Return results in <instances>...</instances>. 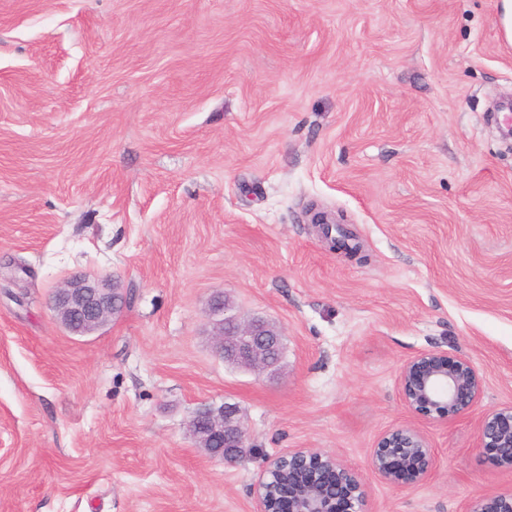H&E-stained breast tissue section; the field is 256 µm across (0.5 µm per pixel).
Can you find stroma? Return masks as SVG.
<instances>
[{
  "instance_id": "1",
  "label": "stroma",
  "mask_w": 512,
  "mask_h": 512,
  "mask_svg": "<svg viewBox=\"0 0 512 512\" xmlns=\"http://www.w3.org/2000/svg\"><path fill=\"white\" fill-rule=\"evenodd\" d=\"M502 0H0V512H260L258 474L335 453L367 512L512 490L478 425L512 406V101ZM360 245L336 253L310 210ZM131 297L88 336L72 275ZM279 326L275 374L224 362L210 303ZM442 350L483 379L452 422L405 405ZM237 404L249 451L199 447ZM414 426L419 483L371 467ZM434 453L425 435L410 426L389 429L379 436L371 455V467L383 481L419 482L434 467Z\"/></svg>"
}]
</instances>
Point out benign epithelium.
<instances>
[{
    "label": "benign epithelium",
    "mask_w": 512,
    "mask_h": 512,
    "mask_svg": "<svg viewBox=\"0 0 512 512\" xmlns=\"http://www.w3.org/2000/svg\"><path fill=\"white\" fill-rule=\"evenodd\" d=\"M127 297L112 288L109 280L79 276L64 281L52 296L51 307L72 334L87 336L104 326L126 304ZM215 317V348L224 360L246 364L259 371L278 358L282 333L260 319L240 321L219 306L210 308ZM409 410L424 420L451 422L466 414L479 401L483 380L465 357L430 350L408 361L399 377ZM205 415L206 446L213 458L234 462L246 447V429L239 406L224 402L204 403L192 422ZM479 447L498 464L512 466V407L491 411L478 430ZM371 467L383 481L419 482L434 467V453L425 435L410 426L389 429L379 436L371 455ZM284 475L292 486L288 512H336L341 502L345 512H366L367 489L357 472L336 454L319 448H296L266 460L256 493L261 512H280L269 476ZM467 512H512V492L472 502Z\"/></svg>",
    "instance_id": "7a95c632"
}]
</instances>
